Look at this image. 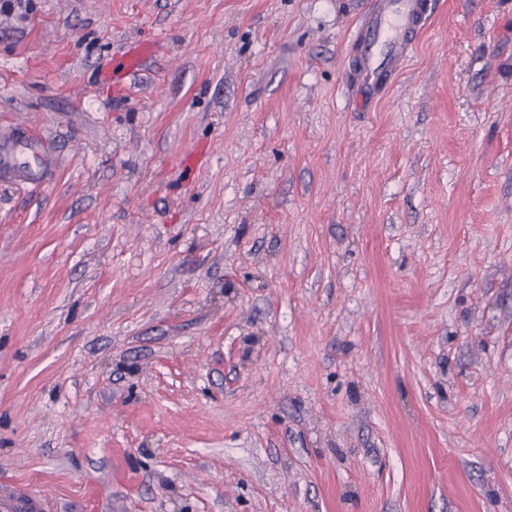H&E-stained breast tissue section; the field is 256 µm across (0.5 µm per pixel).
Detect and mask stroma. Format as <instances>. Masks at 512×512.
I'll list each match as a JSON object with an SVG mask.
<instances>
[{"instance_id":"stroma-1","label":"stroma","mask_w":512,"mask_h":512,"mask_svg":"<svg viewBox=\"0 0 512 512\" xmlns=\"http://www.w3.org/2000/svg\"><path fill=\"white\" fill-rule=\"evenodd\" d=\"M368 2L0 15V126L59 162L0 181V479L57 512H512V0H433L359 110Z\"/></svg>"}]
</instances>
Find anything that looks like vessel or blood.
Here are the masks:
<instances>
[{
  "mask_svg": "<svg viewBox=\"0 0 512 512\" xmlns=\"http://www.w3.org/2000/svg\"><path fill=\"white\" fill-rule=\"evenodd\" d=\"M432 17L430 0H373L352 35L357 94L388 89L403 69L413 42ZM55 167L50 143L26 129L0 126V180L38 187ZM0 512H55L50 501L24 482L0 483Z\"/></svg>",
  "mask_w": 512,
  "mask_h": 512,
  "instance_id": "vessel-or-blood-1",
  "label": "vessel or blood"
}]
</instances>
